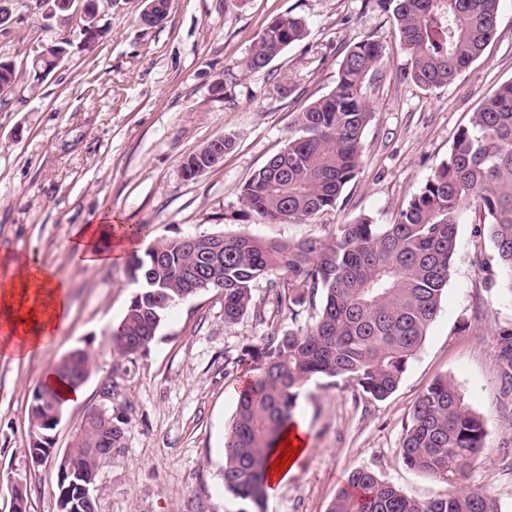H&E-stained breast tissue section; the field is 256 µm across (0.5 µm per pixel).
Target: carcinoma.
I'll use <instances>...</instances> for the list:
<instances>
[{"mask_svg": "<svg viewBox=\"0 0 512 512\" xmlns=\"http://www.w3.org/2000/svg\"><path fill=\"white\" fill-rule=\"evenodd\" d=\"M162 15L143 9L138 22L156 27ZM80 16V34L92 48L105 36L96 0ZM394 18L411 58L407 76L418 86L437 89L454 82L481 58L496 34L500 0H393ZM46 21L67 26L59 0H39ZM303 20L282 15L264 28L243 61L259 72L288 46L303 40ZM63 36L31 62L34 76L47 75L70 54ZM384 53L372 37L351 45L340 62L332 91L311 101L296 116L301 135L291 138L246 184L243 201L269 224L306 223L335 207L362 165L361 143L371 112L362 87L377 73ZM18 73L0 60V88L15 89ZM228 140L213 139L190 155L186 177L196 167L212 168ZM487 228L502 288L512 294V81L501 84L472 112L453 140L447 159L391 224L361 218L338 225L330 241L296 245L252 236H224V249L202 239L176 237L134 255L128 271L138 281L127 312L112 333L125 355L151 343L166 312L178 301L216 290L224 296V323L233 324L253 305L255 285L265 280L277 312L319 306L313 323L282 331L265 311L266 340L247 348L237 365L251 373L240 393L224 442V491L264 512L265 473L281 434L291 422L300 390L313 378L350 381L359 394L382 400L398 387L436 319L457 247V228L466 212ZM500 361L506 391L512 390V330L500 333ZM90 356L55 368L58 379L75 389ZM58 388L44 385L41 410L67 407ZM81 448H104L105 438L88 424L80 428ZM483 417L465 402L448 377L421 395L400 445L410 468L442 480L455 491L417 501L363 468L350 472L329 512H500L495 499L460 488L484 448Z\"/></svg>", "mask_w": 512, "mask_h": 512, "instance_id": "carcinoma-1", "label": "carcinoma"}]
</instances>
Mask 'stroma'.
Instances as JSON below:
<instances>
[{"label":"stroma","mask_w":512,"mask_h":512,"mask_svg":"<svg viewBox=\"0 0 512 512\" xmlns=\"http://www.w3.org/2000/svg\"><path fill=\"white\" fill-rule=\"evenodd\" d=\"M106 35L86 49L70 29L68 59L38 85L0 94V257L53 269L69 287L71 319L29 359L0 357V512L22 486L27 512H56L58 463L34 464L31 396L46 369L71 351L90 353L91 376L55 430L69 448L88 413L104 409L125 438L101 463L96 512H250L225 492L224 440L243 385L237 360L261 344L253 311L224 321L222 293L177 303L146 350L120 354L110 333L137 290L127 263L89 266L70 245L83 225L150 227L132 250L172 237L240 234L297 244L331 239L363 217L389 224L447 158L479 102L512 80V0H501L494 41L452 84L426 90L407 76L410 58L392 0H171L160 26H141L143 0H98ZM304 19L305 38L259 72L241 68L275 17ZM17 34L0 35V59L28 69L60 35L20 9ZM383 41L363 95L372 118L363 165L334 209L308 223L268 224L242 202L253 174L296 136L295 118L334 87L346 46ZM231 143L217 166L189 179L188 156L215 138ZM494 248L465 215L441 310L397 390L381 401L348 382L315 378L295 414L309 429L306 453L265 512H328L349 473L372 470L408 497L446 496V482L407 467L400 445L422 393L450 377L485 423V449L464 481L512 512V394L499 368L500 334L512 328V296L496 288Z\"/></svg>","instance_id":"stroma-1"}]
</instances>
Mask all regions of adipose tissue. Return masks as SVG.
Returning a JSON list of instances; mask_svg holds the SVG:
<instances>
[{
    "instance_id": "1",
    "label": "adipose tissue",
    "mask_w": 512,
    "mask_h": 512,
    "mask_svg": "<svg viewBox=\"0 0 512 512\" xmlns=\"http://www.w3.org/2000/svg\"><path fill=\"white\" fill-rule=\"evenodd\" d=\"M128 239L116 235L111 218L87 224L76 234L72 249L84 264L122 261ZM71 316L66 282L53 270L16 261L0 260V353L25 359L43 349Z\"/></svg>"
}]
</instances>
